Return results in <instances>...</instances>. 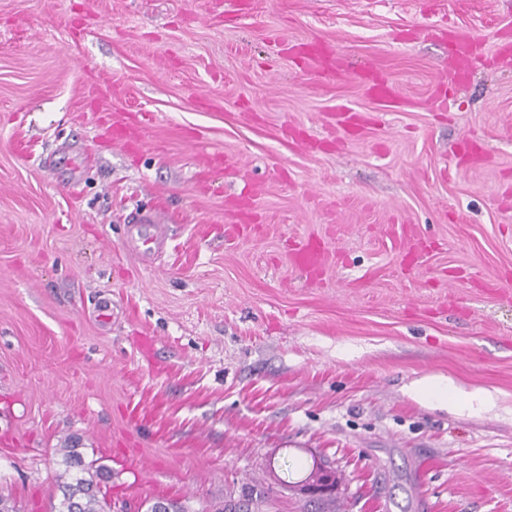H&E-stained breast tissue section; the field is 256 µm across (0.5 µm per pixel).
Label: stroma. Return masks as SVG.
I'll use <instances>...</instances> for the list:
<instances>
[{"label":"stroma","mask_w":512,"mask_h":512,"mask_svg":"<svg viewBox=\"0 0 512 512\" xmlns=\"http://www.w3.org/2000/svg\"><path fill=\"white\" fill-rule=\"evenodd\" d=\"M445 30L475 49L460 85ZM505 39L512 0H0V486L21 512L58 505L71 446L129 512H512ZM315 40L401 106L308 73ZM156 205L147 263L125 218ZM428 376L490 400L428 403ZM358 75L375 83L372 87L373 97L383 103L385 107H394L399 104V101L392 89L380 81L375 69L370 65H365L362 72Z\"/></svg>","instance_id":"35a3bbf8"}]
</instances>
